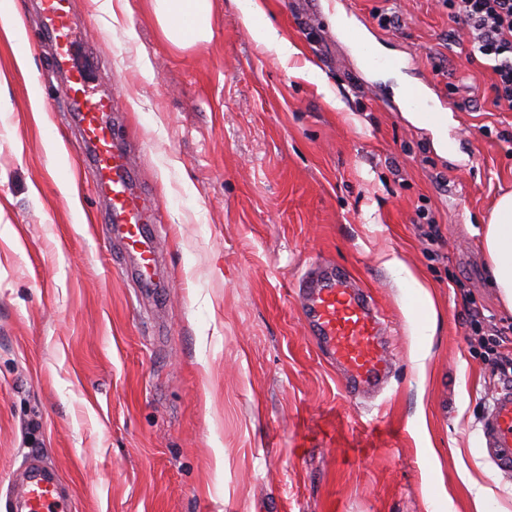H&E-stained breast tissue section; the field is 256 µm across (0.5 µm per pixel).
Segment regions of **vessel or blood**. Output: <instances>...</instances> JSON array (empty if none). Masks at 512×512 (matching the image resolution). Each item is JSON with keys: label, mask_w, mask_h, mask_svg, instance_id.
Masks as SVG:
<instances>
[{"label": "vessel or blood", "mask_w": 512, "mask_h": 512, "mask_svg": "<svg viewBox=\"0 0 512 512\" xmlns=\"http://www.w3.org/2000/svg\"><path fill=\"white\" fill-rule=\"evenodd\" d=\"M44 29L54 46V64L61 71L58 102L76 127L83 145L82 163L96 190L107 193L105 221L121 254L134 262L133 273L143 287L157 285L159 254L150 201L137 184L136 168L126 142L117 140L119 107L115 95L94 94L83 70L70 66L74 41V0H35ZM430 83L409 87L403 98L406 112H430L434 105ZM300 314L309 335L328 358L345 372L350 393L383 388L390 372L381 342V321L373 297L351 282L331 262L313 267L297 286ZM488 454L502 471L512 470V388L500 389L483 421ZM20 512H70V503L57 491V473L39 464L25 472L17 496Z\"/></svg>", "instance_id": "b4317fda"}]
</instances>
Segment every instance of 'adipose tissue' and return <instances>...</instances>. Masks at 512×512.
<instances>
[{"label":"adipose tissue","mask_w":512,"mask_h":512,"mask_svg":"<svg viewBox=\"0 0 512 512\" xmlns=\"http://www.w3.org/2000/svg\"><path fill=\"white\" fill-rule=\"evenodd\" d=\"M253 40L278 58L297 55L299 49L273 26L259 0H235ZM155 16L165 37L175 46L209 42L213 0H153ZM492 281L507 309L512 310V192L497 198L481 229ZM385 266L413 291L412 318L422 334H429L436 317L434 301L421 278L394 254L386 255Z\"/></svg>","instance_id":"adipose-tissue-1"}]
</instances>
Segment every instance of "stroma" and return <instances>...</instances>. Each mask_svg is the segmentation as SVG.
<instances>
[{
    "mask_svg": "<svg viewBox=\"0 0 512 512\" xmlns=\"http://www.w3.org/2000/svg\"><path fill=\"white\" fill-rule=\"evenodd\" d=\"M127 2L116 24L75 0L72 59L97 58L92 86L125 111L156 203L157 301L122 271L72 127L31 104L29 84L58 85L30 0H15L28 71L0 28V512L34 458L72 512H473L468 476L512 512V473L481 432L504 383L468 326L476 311L512 339L476 233L512 191V111L465 27L441 0H262L301 50L282 61L234 0H215L210 42L188 48L150 0ZM387 12L398 28L379 24ZM339 14L401 68L365 70ZM427 80L457 108L456 156L398 111L399 88ZM385 252L424 278L434 335ZM324 261L383 315L379 394H347L301 318L298 282Z\"/></svg>",
    "mask_w": 512,
    "mask_h": 512,
    "instance_id": "obj_1",
    "label": "stroma"
}]
</instances>
